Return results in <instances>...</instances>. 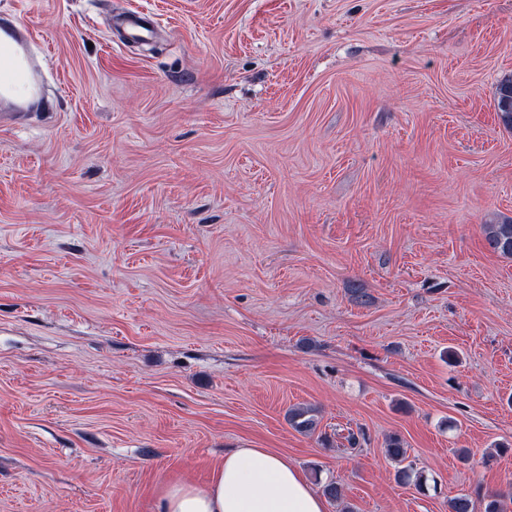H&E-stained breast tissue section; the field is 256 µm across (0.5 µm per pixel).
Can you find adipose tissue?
Masks as SVG:
<instances>
[{
  "label": "adipose tissue",
  "instance_id": "obj_1",
  "mask_svg": "<svg viewBox=\"0 0 512 512\" xmlns=\"http://www.w3.org/2000/svg\"><path fill=\"white\" fill-rule=\"evenodd\" d=\"M157 512H327V502L286 457L266 448H236L207 485L166 488Z\"/></svg>",
  "mask_w": 512,
  "mask_h": 512
}]
</instances>
